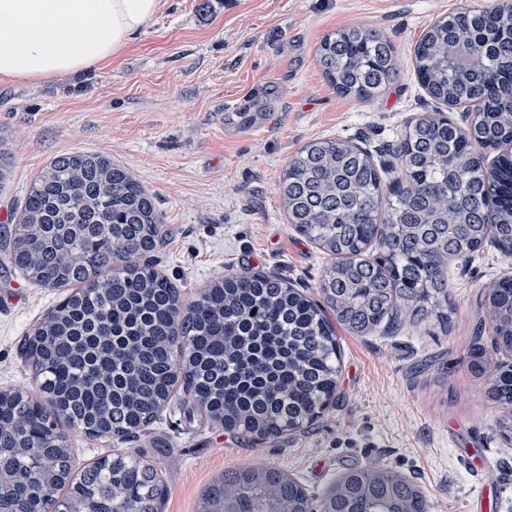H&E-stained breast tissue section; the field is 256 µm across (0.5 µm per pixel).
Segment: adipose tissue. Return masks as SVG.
<instances>
[{
	"mask_svg": "<svg viewBox=\"0 0 512 512\" xmlns=\"http://www.w3.org/2000/svg\"><path fill=\"white\" fill-rule=\"evenodd\" d=\"M165 0H0V78L40 84L101 68Z\"/></svg>",
	"mask_w": 512,
	"mask_h": 512,
	"instance_id": "1",
	"label": "adipose tissue"
}]
</instances>
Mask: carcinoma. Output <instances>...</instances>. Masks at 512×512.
<instances>
[{"label": "carcinoma", "instance_id": "obj_1", "mask_svg": "<svg viewBox=\"0 0 512 512\" xmlns=\"http://www.w3.org/2000/svg\"><path fill=\"white\" fill-rule=\"evenodd\" d=\"M338 92L372 102L397 77L382 32L353 27L317 50ZM421 88L469 106L460 126L438 109L395 135L391 160L342 138L313 140L278 192L288 223L330 256L313 301L276 274L242 269L191 302L159 273L155 204L108 158L73 153L30 184L4 255L23 276L69 292L24 354L40 395L0 399V512H162L165 481L138 452L75 470L65 423L90 439L150 432L176 396L253 441L310 427L336 396L335 326L368 336L406 318L448 328V263L512 246V4L445 16L415 49ZM491 343L476 336L471 373L512 441V276L484 289ZM196 512H428L420 486L382 465L351 468L320 498L285 471L250 463L214 477Z\"/></svg>", "mask_w": 512, "mask_h": 512}]
</instances>
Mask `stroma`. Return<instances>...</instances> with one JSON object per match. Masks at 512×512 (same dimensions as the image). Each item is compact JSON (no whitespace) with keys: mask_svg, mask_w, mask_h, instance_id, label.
Returning a JSON list of instances; mask_svg holds the SVG:
<instances>
[{"mask_svg":"<svg viewBox=\"0 0 512 512\" xmlns=\"http://www.w3.org/2000/svg\"><path fill=\"white\" fill-rule=\"evenodd\" d=\"M488 0H167L153 24L102 68L34 85L0 80V235L17 223L29 184L53 159L98 154L152 196L165 237L151 255L184 301L224 273L255 268L318 298L327 261L288 224L277 181L307 143L343 137L384 153L392 134L434 108L414 74V47L434 21ZM369 26L394 43L400 72L375 102L332 88L316 63L328 34ZM447 330L407 323L369 336L339 331L336 402L305 432L249 441L203 414L164 410L127 441L72 434L76 466L138 448L169 489L163 512H194L211 479L252 462L276 466L321 496L347 469L378 463L416 481L429 512H466L481 483L512 512V442L467 364L486 329L485 288L512 275L486 246L451 267ZM62 293L0 262V390L37 394L26 337Z\"/></svg>","mask_w":512,"mask_h":512,"instance_id":"obj_1","label":"stroma"}]
</instances>
